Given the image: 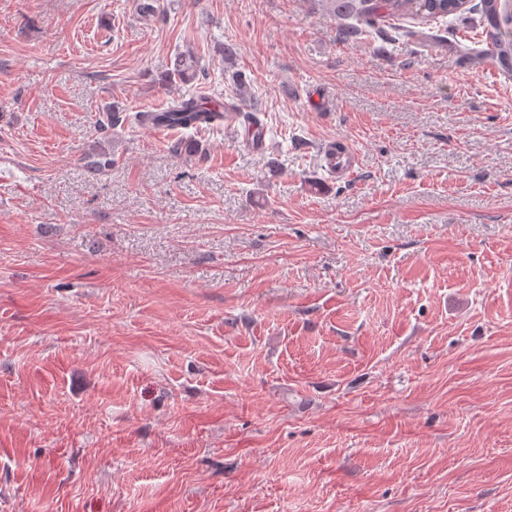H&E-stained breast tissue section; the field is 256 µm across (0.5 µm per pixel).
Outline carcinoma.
Returning a JSON list of instances; mask_svg holds the SVG:
<instances>
[{"mask_svg":"<svg viewBox=\"0 0 512 512\" xmlns=\"http://www.w3.org/2000/svg\"><path fill=\"white\" fill-rule=\"evenodd\" d=\"M326 5L340 20L356 18L376 32L395 34V37H419L423 32L405 26L411 21L420 27L436 30L432 38L438 39L451 31L456 16L465 11L476 12L487 21L482 34L484 40L496 46V55L503 59L512 57V4L509 0H325ZM201 69L191 56L177 59L169 79L187 82L197 78ZM233 116L243 123L259 124L255 112H238L231 103L218 102L212 108L190 94L174 100L160 112H137L125 115L121 112H104L97 121L98 130L107 133L125 120L142 127H166L172 130H189L219 127L224 118Z\"/></svg>","mask_w":512,"mask_h":512,"instance_id":"1","label":"carcinoma"}]
</instances>
